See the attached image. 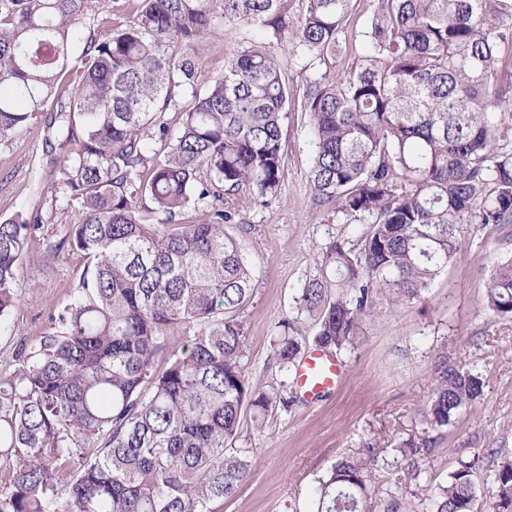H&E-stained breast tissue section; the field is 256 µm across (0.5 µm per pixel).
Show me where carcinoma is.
<instances>
[{
    "label": "carcinoma",
    "mask_w": 512,
    "mask_h": 512,
    "mask_svg": "<svg viewBox=\"0 0 512 512\" xmlns=\"http://www.w3.org/2000/svg\"><path fill=\"white\" fill-rule=\"evenodd\" d=\"M284 0H136L112 25L107 0H0V142L48 113L57 189L84 216L47 251L83 260L74 300L53 331L0 369V512H214L250 462L234 446L242 416L292 399L252 389L240 311L253 264L232 202L274 193L284 168L282 124L292 90L276 53L239 47L224 72L197 56L216 27H288ZM295 55L336 57L351 0H305ZM360 63L307 84L319 207L369 220L359 247L320 248V273L298 303L315 346H353L359 323L424 298L468 224H512V152L497 133L512 114V0H374ZM109 33L82 37L86 15ZM181 113L171 129L166 114ZM63 152L56 153V148ZM206 205L204 217L179 221ZM164 215L150 224L142 209ZM39 218L0 220V323L18 300L19 271ZM485 303L512 318V256L485 283ZM302 338L281 324L280 370ZM424 407L453 423L483 394L482 378L448 349L435 357ZM395 491L373 499L363 462L343 458L314 490L316 512H476L483 461L458 462L425 494L429 440L393 449ZM493 512H512V460L493 473Z\"/></svg>",
    "instance_id": "1"
}]
</instances>
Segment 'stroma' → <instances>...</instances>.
Returning <instances> with one entry per match:
<instances>
[{
  "instance_id": "1",
  "label": "stroma",
  "mask_w": 512,
  "mask_h": 512,
  "mask_svg": "<svg viewBox=\"0 0 512 512\" xmlns=\"http://www.w3.org/2000/svg\"><path fill=\"white\" fill-rule=\"evenodd\" d=\"M372 4L351 0L336 70L356 65L353 47L361 41ZM256 33L239 23L212 33L199 51L205 74L222 72L227 58ZM257 34L277 54L295 98H302L323 66L289 52L272 29ZM47 135L40 116L0 143V218L42 216L20 269L18 302L0 330V364L21 343L50 332L52 315L71 302L83 269L70 248L45 254L46 241L59 240L82 218L80 204L57 190ZM282 150L276 193L264 203L237 199L235 208L238 236L254 262L253 298L239 315L246 380L255 388L289 391L292 379L278 368L273 346L280 325L290 322L299 336L312 338L313 322L296 299L318 273L319 249L332 239L358 246L368 224L313 205L310 117L301 107H294L283 125ZM509 256L512 224L468 225L458 254L424 299L397 308L381 302L378 315L361 323L355 348L339 355L344 372L333 394L313 404L295 401L259 421L246 418L236 445L246 450L251 468L234 496L215 503V512H313L314 489L339 458L360 457L377 484L383 476L377 461L393 459L394 448L424 436L432 441L424 465L428 485L446 481L459 459L484 458L475 492L478 512H489L495 494L490 475L498 462L512 457V320L489 311L484 294L494 265ZM444 347L482 377L484 392L455 423L433 430L423 409L434 385V358Z\"/></svg>"
}]
</instances>
